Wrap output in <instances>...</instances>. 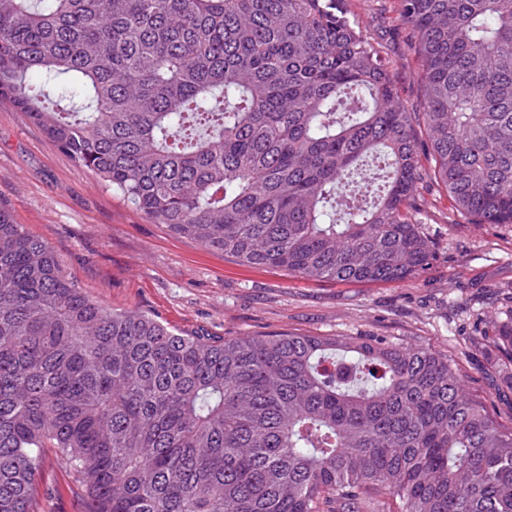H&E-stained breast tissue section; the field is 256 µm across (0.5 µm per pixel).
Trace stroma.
I'll return each mask as SVG.
<instances>
[{
  "instance_id": "obj_1",
  "label": "stroma",
  "mask_w": 512,
  "mask_h": 512,
  "mask_svg": "<svg viewBox=\"0 0 512 512\" xmlns=\"http://www.w3.org/2000/svg\"><path fill=\"white\" fill-rule=\"evenodd\" d=\"M391 66L396 90L421 109V61L398 29L397 0H344ZM419 215L434 257L398 282L304 279L243 265L174 234L127 203L14 105L0 99V206L45 241L90 298L146 312L186 335L297 333L377 337L448 355L497 425L512 429V392L501 389L492 340L512 321V224L470 223L433 182ZM41 512H83L80 488L44 461Z\"/></svg>"
}]
</instances>
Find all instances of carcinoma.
<instances>
[{
	"instance_id": "carcinoma-1",
	"label": "carcinoma",
	"mask_w": 512,
	"mask_h": 512,
	"mask_svg": "<svg viewBox=\"0 0 512 512\" xmlns=\"http://www.w3.org/2000/svg\"><path fill=\"white\" fill-rule=\"evenodd\" d=\"M422 111L341 0H0V98L156 224L306 279L426 267L419 185L512 224V0H399ZM428 137L422 161L415 126ZM495 344L512 365V322ZM512 512V430L383 339L188 336L0 206V512ZM44 475L43 489L47 488V495H42L41 512L84 511L80 488L71 482L68 474L51 452H48L45 457Z\"/></svg>"
}]
</instances>
